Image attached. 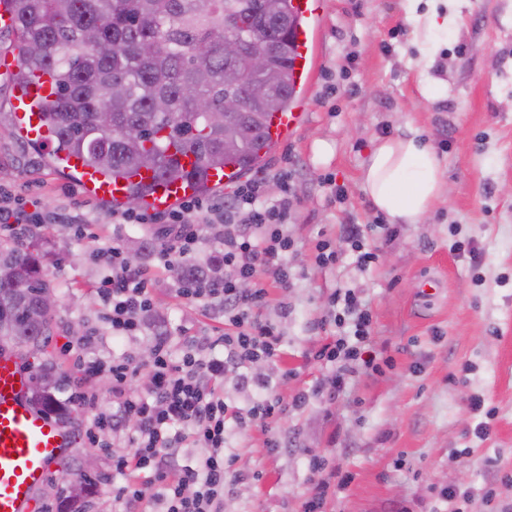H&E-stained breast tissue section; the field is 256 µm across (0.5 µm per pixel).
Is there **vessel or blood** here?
<instances>
[{"label":"vessel or blood","instance_id":"1","mask_svg":"<svg viewBox=\"0 0 512 512\" xmlns=\"http://www.w3.org/2000/svg\"><path fill=\"white\" fill-rule=\"evenodd\" d=\"M322 0H293V6L304 19L295 33L296 56L292 77L296 88L311 90L314 75L315 32L310 26L313 14ZM57 87L54 71L27 70L14 86L11 116L15 130L27 141L52 145L53 130L40 109L42 102L51 100ZM304 119L302 102H295L287 112L273 113L269 121L268 143H285L301 126ZM64 164L72 171L80 187L87 193L121 205L130 184L150 187L145 198L147 208L164 210L196 194L190 182H165L150 169H140L129 176H107L88 165L82 156H64ZM240 174L235 165L211 167L206 183L223 188L236 183ZM30 376L19 353L0 348V512H28L36 489L45 480L74 442L71 426L48 414L32 400Z\"/></svg>","mask_w":512,"mask_h":512}]
</instances>
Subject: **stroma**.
<instances>
[{"mask_svg": "<svg viewBox=\"0 0 512 512\" xmlns=\"http://www.w3.org/2000/svg\"><path fill=\"white\" fill-rule=\"evenodd\" d=\"M327 2L315 23L319 57L308 116L262 164L266 172L292 173L296 210L288 230L298 276L289 291H271L264 316L282 334L281 353L254 371L290 408L277 431L278 453L267 452L259 428L230 429L233 470L244 478L230 481L224 512H301L311 456L352 476L326 512H512V0H448L457 22L437 43L438 90L430 98L417 83L405 0ZM11 95L10 77L0 76V188L41 211L83 213L89 224L82 238L62 224L33 237L49 256L58 302L48 346L23 354L30 372L53 368L63 401L74 389L61 353L72 337L93 335V359L131 348L145 360L156 333L223 329L220 311L180 300L163 285L145 334L113 338L93 291L101 274L95 253L146 232L116 223L111 208L49 165L45 149L15 135ZM410 130L437 154L449 191L419 223L395 225L387 243L379 227L388 218L371 204L361 175L381 139ZM328 176L345 187L344 201L330 196ZM342 224L365 225L364 243L378 251L367 271L347 244L335 265H315V241L335 238ZM345 287L359 289L372 316L371 348L392 364L355 377L345 396L292 406L298 392L329 384L330 370L308 353L327 337L316 323L330 294ZM476 398L490 417L472 410ZM85 417L77 406L62 414L76 440L46 478L52 494L36 496L32 512L69 499L89 473L83 457H93L96 474H111V455L83 433ZM484 420L490 432L476 437ZM448 487L456 494L441 501Z\"/></svg>", "mask_w": 512, "mask_h": 512, "instance_id": "1", "label": "stroma"}]
</instances>
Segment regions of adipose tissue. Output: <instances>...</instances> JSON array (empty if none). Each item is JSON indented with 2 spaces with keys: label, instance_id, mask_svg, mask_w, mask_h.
I'll return each instance as SVG.
<instances>
[{
  "label": "adipose tissue",
  "instance_id": "adipose-tissue-1",
  "mask_svg": "<svg viewBox=\"0 0 512 512\" xmlns=\"http://www.w3.org/2000/svg\"><path fill=\"white\" fill-rule=\"evenodd\" d=\"M420 38L417 78L421 93L431 96L436 82L431 76V38L448 31L447 15L432 11L412 14ZM364 189L376 210L396 224H415L435 205L446 189L441 163L417 133L378 142L362 173Z\"/></svg>",
  "mask_w": 512,
  "mask_h": 512
}]
</instances>
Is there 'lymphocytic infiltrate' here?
Segmentation results:
<instances>
[{
  "instance_id": "lymphocytic-infiltrate-1",
  "label": "lymphocytic infiltrate",
  "mask_w": 512,
  "mask_h": 512,
  "mask_svg": "<svg viewBox=\"0 0 512 512\" xmlns=\"http://www.w3.org/2000/svg\"><path fill=\"white\" fill-rule=\"evenodd\" d=\"M268 182V175H259L239 185L234 196L221 204L193 198L167 212L127 210L123 223L162 227L164 241L155 255V267L130 264L119 244L99 252L104 276L96 292L116 338L131 340L144 331L161 271L171 277L177 298L218 307L224 315V332L218 336L155 335L145 363L127 350L106 365L84 357L90 337L68 342L77 373L87 377L106 372L112 378L114 407L95 413L85 434L112 456L114 478L106 486L115 512H224L227 475L236 460L228 451L230 427H260L268 453L280 446L273 431L285 412L283 401L253 368L280 353L281 333L263 312L271 289L291 288L297 273L291 261L295 241L288 231L293 209L290 187L281 182L280 197L270 202ZM48 221L40 211H27L23 204L0 197V232L25 240L32 227ZM206 224L222 227L224 276L190 286L178 271L201 243ZM363 240L362 225H342L338 239L317 242L316 262L322 267L335 265L341 244L347 243L356 254L357 267L368 269L377 253ZM330 303L333 314L322 316L318 325L332 327L333 332L312 356L330 366L328 391L336 394L345 389L351 373H377L381 366L369 349L371 314L355 290L337 289ZM231 370L260 389L258 400L243 408L226 401L223 382ZM143 376L148 386L142 392L137 382ZM127 421L133 424L130 450L112 448L101 440V432L118 430ZM187 444L195 453L180 459L178 450ZM307 465L311 477L302 512H324L329 496L346 488L351 476L326 470L315 456L308 458Z\"/></svg>"
}]
</instances>
